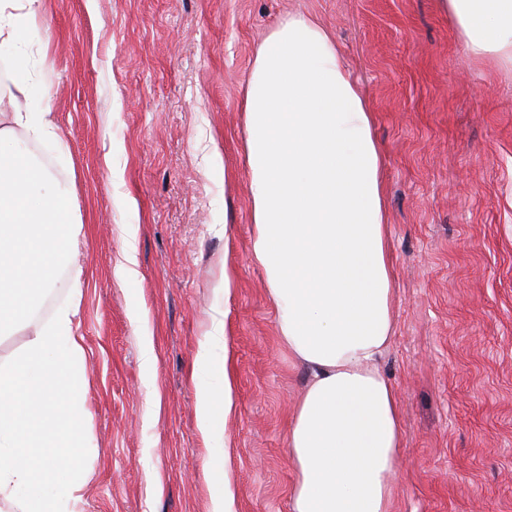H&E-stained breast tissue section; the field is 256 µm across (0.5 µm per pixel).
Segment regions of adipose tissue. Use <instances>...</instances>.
Here are the masks:
<instances>
[{"label":"adipose tissue","mask_w":512,"mask_h":512,"mask_svg":"<svg viewBox=\"0 0 512 512\" xmlns=\"http://www.w3.org/2000/svg\"><path fill=\"white\" fill-rule=\"evenodd\" d=\"M477 57L512 69V0H440ZM41 0H0V512H73L92 472L86 350L79 328V204L25 160L22 138L53 144L51 97L22 53ZM242 110L251 174L252 253L279 340L306 374L288 417L291 512H392L401 466L399 404L380 361L394 296L383 183L366 104L330 33L283 17L260 45ZM68 278L63 297L55 292ZM56 302L50 315L41 303ZM224 336L198 343L197 426L217 479L211 512H236L224 423L237 409Z\"/></svg>","instance_id":"1"}]
</instances>
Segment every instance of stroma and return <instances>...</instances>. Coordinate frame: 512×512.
<instances>
[{"mask_svg":"<svg viewBox=\"0 0 512 512\" xmlns=\"http://www.w3.org/2000/svg\"><path fill=\"white\" fill-rule=\"evenodd\" d=\"M297 11L334 36L380 151L395 290L383 370L403 431L394 512H512V70L472 56L438 0H98L92 13L42 0L27 45L61 147L34 149L83 221L95 446L75 512H210L195 354L221 327L236 510L290 512L288 414L305 373L252 259L240 101L259 45ZM129 224L133 289L113 274ZM135 303L149 311L150 360Z\"/></svg>","mask_w":512,"mask_h":512,"instance_id":"obj_1","label":"stroma"}]
</instances>
